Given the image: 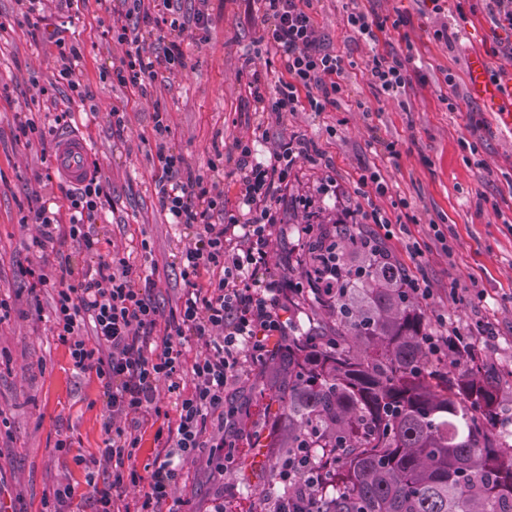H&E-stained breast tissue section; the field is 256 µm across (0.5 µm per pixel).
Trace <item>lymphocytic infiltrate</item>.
<instances>
[{"mask_svg": "<svg viewBox=\"0 0 512 512\" xmlns=\"http://www.w3.org/2000/svg\"><path fill=\"white\" fill-rule=\"evenodd\" d=\"M112 19L109 33L127 50L112 78L120 86L144 91L159 70L185 65L179 37L187 24L207 27L197 11L190 22L176 17L175 0H97ZM261 24L259 41L282 61L279 85L266 97V79L249 73L248 89L276 117L310 108L323 112L344 98L343 59L317 38L312 0H255ZM160 24L162 55H142L132 20ZM412 55H372L366 70L370 86L393 98L410 84ZM153 136L162 169L160 205L173 223L196 227L193 245L181 255L182 295L175 310L163 313L154 299L152 276L137 274L120 254L103 250L92 223L111 201V187L99 174L66 190L67 216L49 211L40 197L29 202L27 218L42 228L39 248L72 243L85 252V269L57 253L54 281L37 277L31 294L54 291L52 319L76 370L100 381L112 416L104 425L101 450L112 473L89 480L93 512H123L128 484H142L135 512H165L178 487L184 461L206 454L217 476L235 470L255 447V426L268 421V406L235 403L241 388L277 353L288 348L289 305L305 288L303 278L279 274L272 258L280 206L288 200L299 161L322 166L326 158L310 140L293 135L280 140L269 161L254 158L251 144L235 142V173L240 185L237 208L211 193L204 175L194 173L182 154L167 149L171 129L162 112L153 116ZM195 343L196 355L186 346ZM167 381L179 394L167 438L152 463L137 472L136 431L160 412L157 389Z\"/></svg>", "mask_w": 512, "mask_h": 512, "instance_id": "f902f5d3", "label": "lymphocytic infiltrate"}]
</instances>
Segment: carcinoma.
<instances>
[{"mask_svg":"<svg viewBox=\"0 0 512 512\" xmlns=\"http://www.w3.org/2000/svg\"><path fill=\"white\" fill-rule=\"evenodd\" d=\"M336 249L307 247L312 287L288 353L261 448H309L320 484L284 494L272 462L255 469L260 497L281 512H512V431L500 429L503 388L479 345L462 357L430 352L426 310L408 295L409 271L357 229Z\"/></svg>","mask_w":512,"mask_h":512,"instance_id":"1","label":"carcinoma"}]
</instances>
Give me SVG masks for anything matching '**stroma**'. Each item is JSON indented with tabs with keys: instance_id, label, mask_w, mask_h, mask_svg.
I'll return each mask as SVG.
<instances>
[{
	"instance_id": "obj_1",
	"label": "stroma",
	"mask_w": 512,
	"mask_h": 512,
	"mask_svg": "<svg viewBox=\"0 0 512 512\" xmlns=\"http://www.w3.org/2000/svg\"><path fill=\"white\" fill-rule=\"evenodd\" d=\"M183 14L205 9L206 30L188 28L182 35L186 66L159 70L145 94L108 79L126 47L105 30L110 17L95 0H80L63 37L83 55V79L95 94L94 109L71 108L69 122L88 138L101 175L111 186L112 206L96 219V230L109 250L128 257L137 269L153 273L155 300L162 310L175 308L183 286L179 259L195 238V228L171 223L162 210L157 182L153 113L164 112L172 135L167 145L187 165L207 175L215 191L236 204L238 187L226 159L222 172L209 170L216 153L233 141L255 142L258 158H268L276 143L294 133L314 140L333 162L332 171L299 162L300 192L316 190L333 174L340 190L327 200L324 215L341 211L389 208L404 199L406 232L388 246L412 273L432 284L429 311L444 315L446 334H475L477 326L494 324L496 334L480 338L488 360L512 368V133L496 113L486 111L468 92L466 66L471 54L486 55L492 69L512 70V57L492 55L494 47L512 44V31L495 28L481 0H447L433 13L426 0H316L313 18L323 47L342 57L347 91L339 107L316 113L308 109L280 120L262 114L247 91V68L268 75L265 91L274 95L280 75L277 56L260 51V29L247 18L246 0H179ZM375 10L380 16L403 17L400 30L388 31L370 44L346 27L351 8ZM17 0H0V297L12 311L0 322V504L8 512H49L46 496L58 485H73L89 494L86 470L77 457H98L109 411L96 377L76 372L66 346L53 331L51 290L32 298L29 270L56 277V262L42 259L34 241L41 227L26 222L28 202L37 195L63 205L58 185H43L35 172L46 161L38 147L14 139L16 113L48 114L53 100L66 90L58 79L59 50L34 41L21 23ZM447 26V41L434 38ZM412 53L411 84L402 95L376 94L366 75L373 53ZM125 114L122 137L112 134V108ZM395 143L397 155L385 146ZM380 170L388 184L385 198L359 185L364 169ZM443 232L453 247L444 254L435 237ZM419 241L422 261L406 249ZM163 417L149 418L138 431L137 468L150 463L158 429L177 399L158 389ZM69 438V451L57 450ZM185 481L175 492V512H210L225 486L258 495L256 480L235 472L218 478L204 464L184 465Z\"/></svg>"
}]
</instances>
